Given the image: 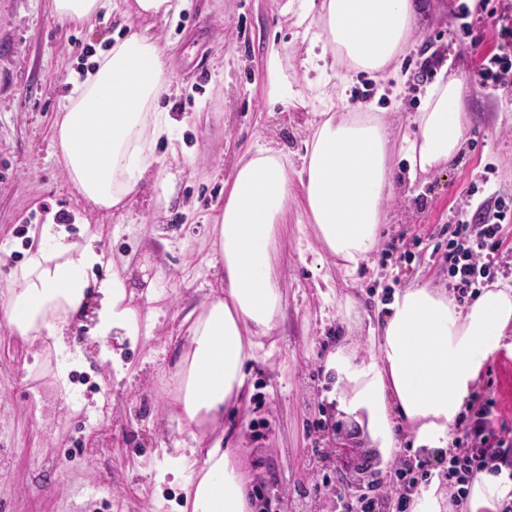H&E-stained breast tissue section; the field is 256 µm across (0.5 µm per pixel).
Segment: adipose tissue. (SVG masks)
Segmentation results:
<instances>
[{"label":"adipose tissue","instance_id":"1","mask_svg":"<svg viewBox=\"0 0 512 512\" xmlns=\"http://www.w3.org/2000/svg\"><path fill=\"white\" fill-rule=\"evenodd\" d=\"M184 0H51L60 25H93L114 9L165 20ZM308 27L303 40L320 72L383 73L395 78L417 12L415 0H286ZM169 43L129 27L97 49L88 66L71 72L58 105L53 153L81 200L108 214L125 209L143 186L171 203L176 176L155 147L173 141L176 122L161 108L170 96ZM464 83L458 77L427 86L414 135L403 138L409 173L450 161L466 135ZM390 133L375 114L328 113L315 127L294 168L288 155L260 145L247 153L213 218L212 262L224 277L191 313L179 362V388L169 413L185 439L164 451L158 480L181 479L191 512H258L251 479L234 449L207 441L206 427L239 405L249 363L275 329L282 291L275 274L277 245L288 220L291 170H298L304 211L324 250L346 274L369 261L394 185ZM102 234L82 229L70 240L50 221L32 240L26 259L0 289V326L13 336L50 342L69 353L73 323H85L89 344L110 338L137 344L142 321L128 279L113 272ZM512 327V287L484 289L461 306L446 291L412 286L394 294L367 355L337 348L326 368L342 386L341 407L364 428L372 447L390 457L403 436L412 445L445 453L484 363ZM512 492L504 475L480 473L468 512H496Z\"/></svg>","mask_w":512,"mask_h":512}]
</instances>
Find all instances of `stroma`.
I'll return each mask as SVG.
<instances>
[{
    "instance_id": "obj_1",
    "label": "stroma",
    "mask_w": 512,
    "mask_h": 512,
    "mask_svg": "<svg viewBox=\"0 0 512 512\" xmlns=\"http://www.w3.org/2000/svg\"><path fill=\"white\" fill-rule=\"evenodd\" d=\"M285 0H186L177 18L147 19L141 28L171 42L174 75L168 109L188 147L181 169L183 207L157 206L151 190L120 215L93 214L114 256L130 258L132 281L148 279L162 314L147 338L124 347L128 375L96 358L66 366L62 357L0 330V512H180L179 485L155 479L163 449L177 439L167 403L178 387L177 363L186 338L184 317L222 277L210 265L213 216L224 202L242 154L255 146L287 152L300 164L319 123V103L307 107L269 95L267 59L278 51L281 76L304 94L318 75L305 64L298 17ZM459 0H420L401 58L408 79L395 95L386 82L358 74L339 104L342 112H374L392 131L394 188L387 220L369 265L346 277L323 253L293 184L276 268L284 292L277 329L248 377L250 395L215 424L216 436L244 449L253 486L269 512H341L323 476L338 479L326 448L346 443L356 421L332 397L325 359L348 343L366 353L370 326L393 294L417 283L448 285V226L463 210L499 204L512 212V78L479 85L476 74L497 53L496 16L512 0H489L490 13L461 16ZM127 18L115 13L90 27L63 26L50 0H0V287L25 257L34 230L49 213L73 215L84 204L53 155L52 125L63 79ZM449 60L464 82L467 134L459 153L438 169L409 176L403 133L414 131L431 79L424 64ZM484 365L476 391L492 398L496 431L512 436V332ZM67 369L68 398L57 394Z\"/></svg>"
}]
</instances>
